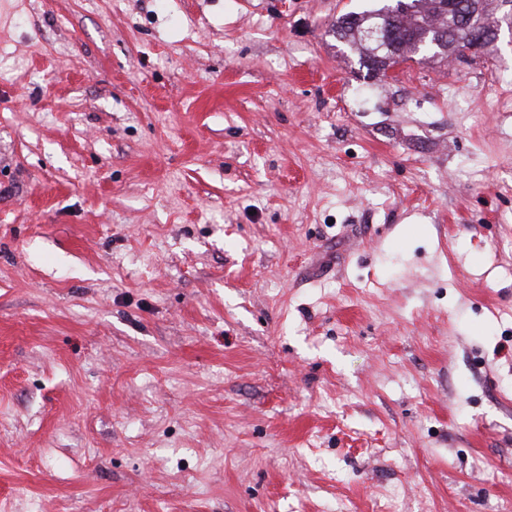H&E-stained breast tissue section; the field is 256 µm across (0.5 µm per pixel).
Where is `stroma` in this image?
<instances>
[{
	"label": "stroma",
	"instance_id": "1",
	"mask_svg": "<svg viewBox=\"0 0 512 512\" xmlns=\"http://www.w3.org/2000/svg\"><path fill=\"white\" fill-rule=\"evenodd\" d=\"M369 0H0V512H512V32ZM407 1H409L412 12L405 16L391 14L389 11L390 4L388 3L390 1L388 0L378 1L384 3L372 9L345 13L336 21L334 28L336 38L350 48L355 47L360 50L363 66L375 71H381L387 66H398L408 61H413L416 54H421L422 59L439 57L443 60L447 55H449V58H452L460 51L474 53L482 51V45L487 38V33L478 29L479 25L475 24L478 19L473 21V24H475L474 28L466 30L465 47H462L463 43H460V45L454 44L448 48L454 42L456 36L459 39H463L466 34L462 33L461 28H452L448 25L447 20L451 16L449 12L446 20L438 21V16L442 13L439 10V6L443 0ZM450 1L464 2L469 0H446L443 2L445 10L452 9V6L448 8ZM435 22H439V25L431 28L433 30H430L429 37L418 45L410 44L407 40H400L393 42L391 50L385 49L376 52V46L363 43L364 31L368 28V34H365V38H368L370 41L380 42L381 38L378 36L380 35V30L375 27L401 32L414 26L423 28L421 23L431 27ZM445 49H447V55Z\"/></svg>",
	"mask_w": 512,
	"mask_h": 512
}]
</instances>
